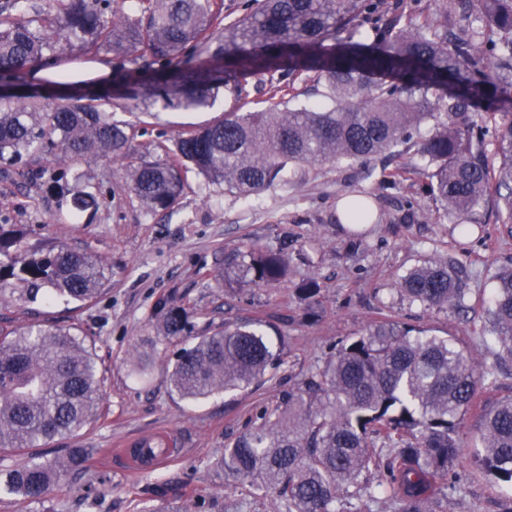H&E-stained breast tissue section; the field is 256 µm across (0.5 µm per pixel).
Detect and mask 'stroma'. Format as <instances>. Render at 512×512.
Instances as JSON below:
<instances>
[{
  "mask_svg": "<svg viewBox=\"0 0 512 512\" xmlns=\"http://www.w3.org/2000/svg\"><path fill=\"white\" fill-rule=\"evenodd\" d=\"M235 97L220 94L214 109L186 112L132 101H115V120L129 123V159L173 141L183 130L231 110ZM128 159V160H129ZM126 162V161H125ZM125 162L109 157L71 166L55 183L53 161L37 156L27 163H0V224L19 230L26 244L63 241L95 254L106 281L96 300L74 303L0 304V326L51 321L73 328L90 346L100 378L97 417L75 434L36 456L64 457L90 449L79 466L55 484L45 503H28L0 493V512H177L204 498L202 512H273L270 497L249 482L225 480L212 467L225 448L245 432L260 409L280 405L288 391L304 386L323 369L337 344L361 335L378 312L458 338L477 371L494 379L498 393L512 395V364L502 365L497 345L485 342L486 309L497 273L512 266V225L494 209L478 213L479 224L462 237L455 218L429 193L414 146L400 159L406 172L394 184L381 174L364 178L360 167L327 162L302 165L295 175L263 193L243 197L188 173L172 209L152 214L125 185ZM42 170L38 182L28 172ZM78 190L95 192L97 205L81 213L70 208ZM371 194L377 223L354 227L336 218L338 200L353 192ZM283 250L288 274L257 285L224 287L218 272L225 261L249 248ZM448 262L466 294L463 310H426L398 290V281L426 262ZM307 278L320 287L316 316L296 288ZM189 313L191 333L200 336L241 321L258 322L282 364L262 383L201 403L182 400L169 385L171 359L181 340L162 335L154 309L159 301ZM480 426L464 419L466 441L460 464L466 478L436 512H506L512 486H491L474 464L473 439ZM164 431L175 435L179 457L152 473H132L111 451L131 437Z\"/></svg>",
  "mask_w": 512,
  "mask_h": 512,
  "instance_id": "1",
  "label": "stroma"
}]
</instances>
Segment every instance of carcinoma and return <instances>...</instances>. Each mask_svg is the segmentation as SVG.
<instances>
[{
	"instance_id": "1",
	"label": "carcinoma",
	"mask_w": 512,
	"mask_h": 512,
	"mask_svg": "<svg viewBox=\"0 0 512 512\" xmlns=\"http://www.w3.org/2000/svg\"><path fill=\"white\" fill-rule=\"evenodd\" d=\"M129 15L112 0L0 3V161L51 155L64 163L128 154L126 125L112 120V98L149 107L209 109L228 88L243 100L242 79L314 74L331 101L282 100L267 112L224 113L126 167L125 183L157 213L180 199L193 171L239 195L257 194L299 164L349 162L368 167L415 141L431 191L464 227L492 205L512 223V0H465L476 25L455 33L448 10L418 5L380 10V0H244L233 21L224 0H135ZM106 50L117 60L112 91L86 92L58 67ZM56 84L75 95L42 105ZM494 119L498 171L486 161ZM426 133H421L422 128ZM352 224L373 220L370 199L344 201ZM282 251L254 250L224 265V285L276 282L287 273ZM93 301L103 264L63 242L23 245L0 226V302ZM407 299L426 309L463 308L458 279L440 262L401 278ZM492 341L512 362V268L497 276L487 309ZM155 316L165 337H181L188 312L161 301ZM280 365L269 341L250 324L195 336L173 354L170 383L182 398L205 400L261 382ZM495 381L477 374L453 336H435L390 315L343 342L326 367L291 390L283 407L263 411L215 467L273 494L277 512H339L345 499L368 512L375 495L393 512H435L461 479L457 470L465 415L479 410L476 462L491 483H512V396L483 399ZM94 354L68 330L31 324L0 329V458L81 430L97 415ZM82 450L65 458L22 460L0 470V490L40 503Z\"/></svg>"
}]
</instances>
